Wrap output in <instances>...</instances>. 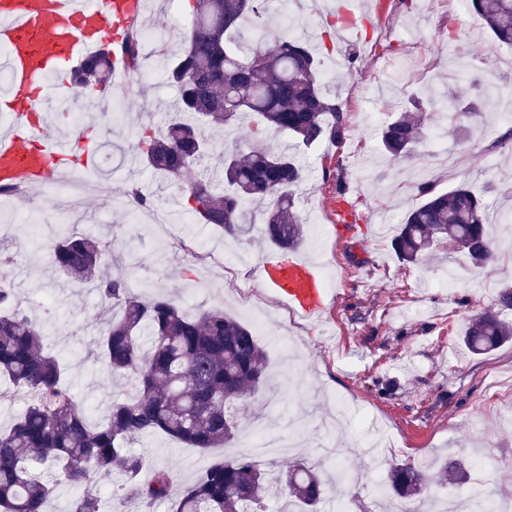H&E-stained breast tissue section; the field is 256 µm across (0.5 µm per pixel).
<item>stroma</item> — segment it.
Wrapping results in <instances>:
<instances>
[{
  "label": "stroma",
  "instance_id": "stroma-1",
  "mask_svg": "<svg viewBox=\"0 0 512 512\" xmlns=\"http://www.w3.org/2000/svg\"><path fill=\"white\" fill-rule=\"evenodd\" d=\"M377 17L367 34L331 29L321 46L323 79L345 110V132L336 144L321 142L302 151L304 182L298 204L305 218H318L319 239L305 237L298 249L322 271L337 273L334 298L310 321L294 316L273 289L259 284L256 270L273 245L234 240L180 211L176 183L142 163L126 165L140 128L161 127L176 90L157 68L132 78L124 112L100 120L90 102L75 100L72 113H52L50 134L94 137L105 164L90 171L78 208H70L57 185L31 187L27 224L0 226V243L22 310L37 317L48 345L68 365L66 381L93 418L132 389L129 381L95 369L85 355L94 348L103 306L88 286L54 270L49 242L61 226L52 214L70 215V230L116 241L103 270L116 274L134 264L142 296L166 294L192 311L224 309L247 326L263 321L258 340L267 351V380L238 413L239 433L227 446L201 453L165 435L138 438L133 453L176 475L175 491L192 484L215 459L232 458L256 426L272 439L295 434L281 456L259 458L264 469L303 460L331 478L341 462L346 478L339 491L362 512H396L400 497L378 496L389 467L451 461L468 472L484 466L493 486L512 494V343L484 355L472 354L463 336L472 320L496 311L503 288H512V203L491 209L492 258L474 267L460 254L439 252L414 265L402 264L391 240L406 211L420 203L415 186L434 181L449 190L512 173V142L501 143L503 111L512 110V49L496 42L481 18L461 0H347ZM338 0H305L302 9L266 15L268 46L287 32L309 35L337 16ZM417 30L425 40L454 33L452 46L429 55L410 49L402 35ZM490 93L481 116L468 122L466 140L437 132L425 161H396L382 149L380 131L393 110L413 92L430 87L436 100L465 98L473 80ZM133 179L151 208L170 214L175 236L221 252L233 250L247 263L236 273L197 264L169 248L155 226L132 221L131 208L114 204L126 179ZM346 191L337 194L336 182ZM429 470L426 496L447 504L464 496L460 485H439Z\"/></svg>",
  "mask_w": 512,
  "mask_h": 512
}]
</instances>
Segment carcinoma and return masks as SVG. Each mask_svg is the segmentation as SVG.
<instances>
[{
	"mask_svg": "<svg viewBox=\"0 0 512 512\" xmlns=\"http://www.w3.org/2000/svg\"><path fill=\"white\" fill-rule=\"evenodd\" d=\"M191 21L186 45L166 68L177 91L176 117L162 131L144 127L137 156L170 177L200 163L212 145L211 133L250 119L247 149L224 152L222 177L199 176L183 188L198 224L223 235L249 238L257 232L281 250L305 238L296 195L304 180L300 145L344 135V110L322 82L321 63L308 42L282 36L267 51L263 0H185ZM485 28L512 46V0H470ZM112 44L102 45L73 72V84L87 96L112 70ZM473 99L448 98V129L478 114L484 89L476 82ZM419 97L386 125L382 144L395 160L421 156L425 130L434 114L422 112ZM272 132L288 142L270 149ZM421 203L403 218L393 249L403 263L415 264L440 248L463 252L479 267L487 260L480 245L490 243L488 195L512 198V178L481 189L467 183L444 192L431 182L417 187ZM112 242L64 231L52 246L63 275L87 283L112 313L101 319L94 362L129 377L135 392L111 401L105 418L92 420L64 382V360L47 347L43 324L17 304L14 283L0 277V404L17 390L31 399L12 422L0 426V512H49L60 479L79 485L91 470L124 479L125 496L146 508L172 501L171 512H265L267 473L247 456L213 462L204 474L171 499L172 473L153 468L140 479L145 459L132 453L130 440L161 433L207 452L237 435L236 411L263 384L265 348L251 329L218 309L192 315L171 299H146L135 292V269L112 276L102 272ZM499 311L472 321L464 342L475 354L512 340V289L498 294ZM284 497L316 508L326 490L301 462L278 477ZM417 469L393 467L387 484L400 496L421 491ZM99 496L84 492L69 512H100Z\"/></svg>",
	"mask_w": 512,
	"mask_h": 512,
	"instance_id": "obj_1",
	"label": "carcinoma"
}]
</instances>
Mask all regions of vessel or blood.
Returning a JSON list of instances; mask_svg holds the SVG:
<instances>
[{
	"mask_svg": "<svg viewBox=\"0 0 512 512\" xmlns=\"http://www.w3.org/2000/svg\"><path fill=\"white\" fill-rule=\"evenodd\" d=\"M142 0H0V49L6 53L9 103L26 137L0 133V184L41 185L59 171L83 172L93 157L82 141L47 138L44 79L80 49L112 44L113 62L125 59L128 32L139 22ZM259 277L303 317L326 310L328 291L313 262L281 253L266 255Z\"/></svg>",
	"mask_w": 512,
	"mask_h": 512,
	"instance_id": "1",
	"label": "vessel or blood"
}]
</instances>
